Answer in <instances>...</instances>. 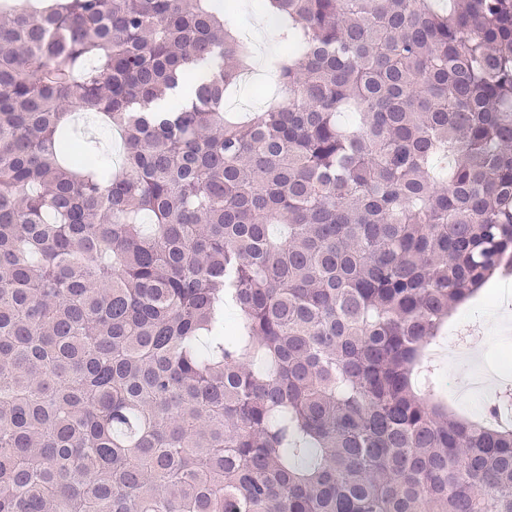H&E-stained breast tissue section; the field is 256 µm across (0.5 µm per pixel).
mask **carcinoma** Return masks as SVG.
Here are the masks:
<instances>
[{"label":"carcinoma","instance_id":"obj_1","mask_svg":"<svg viewBox=\"0 0 512 512\" xmlns=\"http://www.w3.org/2000/svg\"><path fill=\"white\" fill-rule=\"evenodd\" d=\"M262 9L241 124L229 0L0 3V512H512L416 383L512 254V0ZM252 84L241 83L237 91L232 94L225 102V107L229 112H232L238 116H245L251 112L258 111L265 107L269 102L274 100H282L283 97H277L280 94L279 88L276 85L277 92L273 94L265 85V95L261 98H257L254 95ZM78 125L81 128V130L84 131L87 135H94L97 138H99L101 143L105 137L112 135L110 132L100 128L98 126L97 122H95L92 125L88 124V126H86L85 123L83 122V120L80 119L78 121ZM113 138H115L114 135H112V137L105 143L106 148L112 153L106 152L102 148L101 155L105 160L112 162L113 167H118V165L120 164V161H121L120 146H119L118 150H116V151L112 150Z\"/></svg>","mask_w":512,"mask_h":512}]
</instances>
